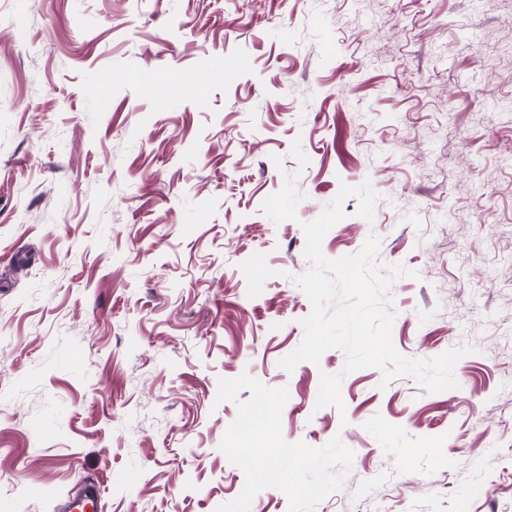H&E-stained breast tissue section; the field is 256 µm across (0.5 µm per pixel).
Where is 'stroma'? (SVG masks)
Returning <instances> with one entry per match:
<instances>
[{"mask_svg":"<svg viewBox=\"0 0 512 512\" xmlns=\"http://www.w3.org/2000/svg\"><path fill=\"white\" fill-rule=\"evenodd\" d=\"M371 182L392 339L457 388L279 365L303 223ZM354 452L315 512H512V0H0V512H216L245 484L218 381ZM343 407L317 408L322 374ZM102 509L101 488L95 479L86 477L73 486L66 502L67 511L99 512Z\"/></svg>","mask_w":512,"mask_h":512,"instance_id":"35a3bbf8","label":"stroma"}]
</instances>
